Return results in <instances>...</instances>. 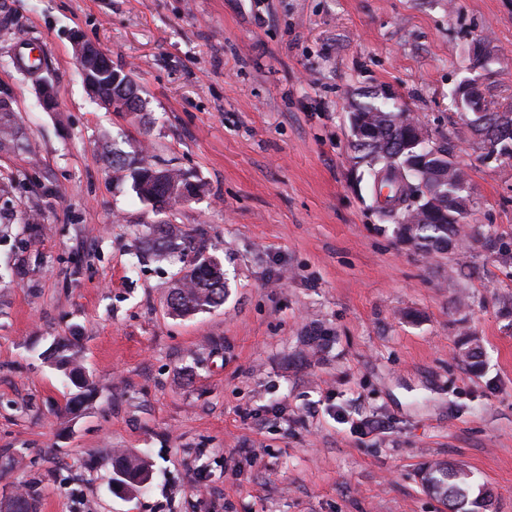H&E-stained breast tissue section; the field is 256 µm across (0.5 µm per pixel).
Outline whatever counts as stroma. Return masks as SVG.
Masks as SVG:
<instances>
[{
  "label": "stroma",
  "instance_id": "1",
  "mask_svg": "<svg viewBox=\"0 0 512 512\" xmlns=\"http://www.w3.org/2000/svg\"><path fill=\"white\" fill-rule=\"evenodd\" d=\"M77 36L143 111L90 98ZM472 78L512 104V0H0V512H446L417 478L438 459L512 512V264L470 245L464 277L398 242L352 148L351 113L396 102L455 138L470 224L512 237V159L452 97ZM135 141L199 185L165 218L220 260L223 306L169 312L179 258L141 253L156 216L109 164ZM63 340L94 390L74 415ZM115 450L147 487L114 488ZM474 341H478L475 336L463 334L457 342L458 354L466 362L472 370L481 369V347ZM108 462L112 465V469L116 473L125 475H121L124 479L128 477L129 479L134 480L141 476L146 480L148 479L149 473L145 464L143 462H137L136 460L130 459L123 452L113 453Z\"/></svg>",
  "mask_w": 512,
  "mask_h": 512
}]
</instances>
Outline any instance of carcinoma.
Segmentation results:
<instances>
[{"instance_id": "obj_1", "label": "carcinoma", "mask_w": 512, "mask_h": 512, "mask_svg": "<svg viewBox=\"0 0 512 512\" xmlns=\"http://www.w3.org/2000/svg\"><path fill=\"white\" fill-rule=\"evenodd\" d=\"M83 77L89 92L106 106L122 85H136L131 74L115 70L105 59L99 69H88ZM359 110L363 111L372 132L368 141L355 142L353 148L365 163L379 219L393 226L399 241H409L416 250L427 255H454L462 239L478 238L496 257L505 262L512 260V249L507 243L491 235L479 236L469 224L472 200L458 190L466 173L458 161V145L453 140L441 137L417 142L413 115L405 116L400 111L372 104L361 106ZM489 124L512 129V109L497 112L491 108L467 122L474 132ZM15 136L7 104L0 101V146L14 142ZM481 144L488 157L512 158V133L486 136ZM111 165L118 172L124 171V176L132 180L138 197L157 214L183 200L178 189L189 195L198 191V186L181 170L155 163L138 145L131 146L127 152L112 153ZM144 244L159 257L175 251L180 253L184 271L176 274L171 287L177 292V296L169 297L173 313L190 316L224 305V279L212 273L219 262L206 255L203 247L182 236L175 225L166 222L151 225L150 237ZM67 347L66 342L57 344L54 356L56 366L77 389L65 407L66 413L74 414L91 395V389L87 382L78 383L83 370L73 356L66 354ZM457 348L459 356L472 370L481 369L482 352L476 337L460 336ZM109 463L116 473L131 480L149 476L144 463L122 452L113 453ZM418 477L423 489L439 498L448 512H492L490 491L476 482L472 472L456 462L430 463L420 469Z\"/></svg>"}]
</instances>
